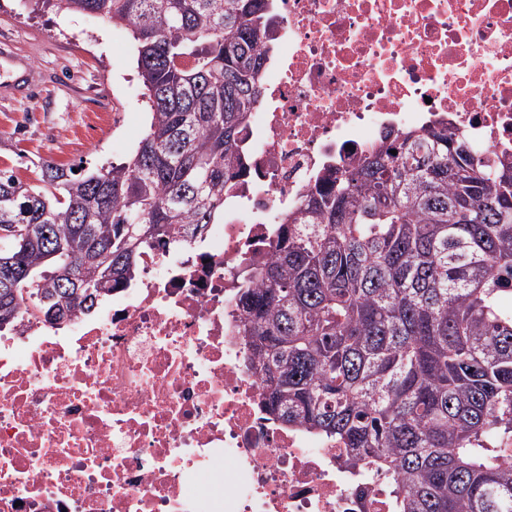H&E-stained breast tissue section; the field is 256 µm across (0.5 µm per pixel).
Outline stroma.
Returning a JSON list of instances; mask_svg holds the SVG:
<instances>
[{"mask_svg":"<svg viewBox=\"0 0 512 512\" xmlns=\"http://www.w3.org/2000/svg\"><path fill=\"white\" fill-rule=\"evenodd\" d=\"M31 70L32 95L0 94V168L36 179L41 159L96 169L125 161L147 125L148 106L128 29L57 0H0V56ZM101 112L110 120L98 131Z\"/></svg>","mask_w":512,"mask_h":512,"instance_id":"1","label":"stroma"}]
</instances>
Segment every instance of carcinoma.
<instances>
[{"label": "carcinoma", "mask_w": 512, "mask_h": 512, "mask_svg": "<svg viewBox=\"0 0 512 512\" xmlns=\"http://www.w3.org/2000/svg\"><path fill=\"white\" fill-rule=\"evenodd\" d=\"M259 2L58 0L131 31L148 124L94 172L0 169V329L24 307L92 308L146 249L224 218L263 94ZM252 275L241 332L270 414L384 474L394 512H512V463L489 447L512 437V156L442 127L398 135L308 194Z\"/></svg>", "instance_id": "cac0c4a2"}]
</instances>
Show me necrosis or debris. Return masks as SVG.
Here are the masks:
<instances>
[{"mask_svg": "<svg viewBox=\"0 0 512 512\" xmlns=\"http://www.w3.org/2000/svg\"><path fill=\"white\" fill-rule=\"evenodd\" d=\"M264 95L223 221L106 302L0 330V512H390L381 474L263 408L236 290L388 133L512 155V0H262Z\"/></svg>", "mask_w": 512, "mask_h": 512, "instance_id": "4bbe7bcc", "label": "necrosis or debris"}]
</instances>
